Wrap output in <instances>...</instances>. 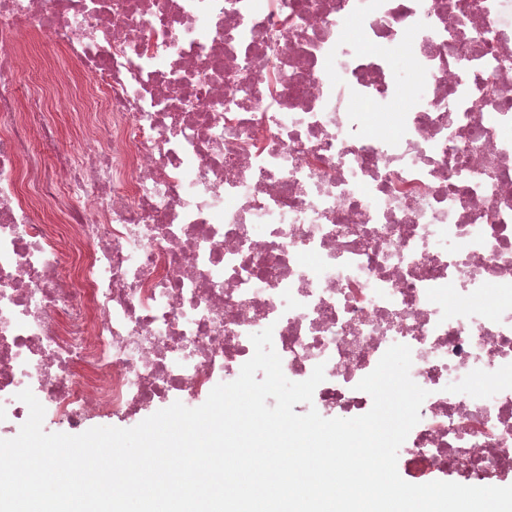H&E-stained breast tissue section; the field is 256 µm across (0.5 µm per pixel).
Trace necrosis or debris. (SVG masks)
Instances as JSON below:
<instances>
[{
  "instance_id": "1",
  "label": "necrosis or debris",
  "mask_w": 512,
  "mask_h": 512,
  "mask_svg": "<svg viewBox=\"0 0 512 512\" xmlns=\"http://www.w3.org/2000/svg\"><path fill=\"white\" fill-rule=\"evenodd\" d=\"M0 416L80 429L236 380L325 418L410 347L412 483L512 482V0H0ZM359 37H348L349 28ZM102 94L78 152L20 32ZM412 104L394 111L401 95ZM24 49L30 55V67L27 71L17 76L9 86L10 90H37L40 88L42 84L40 69L43 67L51 66L62 71H69L72 67L70 60L63 52H50L49 48L43 44L41 38L36 35H30L26 38ZM46 97L47 109L44 112L45 119L57 126L58 140L61 147L70 148L76 145L79 139V127L81 119L76 115L75 111L68 109L67 111H59L52 105V94L44 90Z\"/></svg>"
}]
</instances>
